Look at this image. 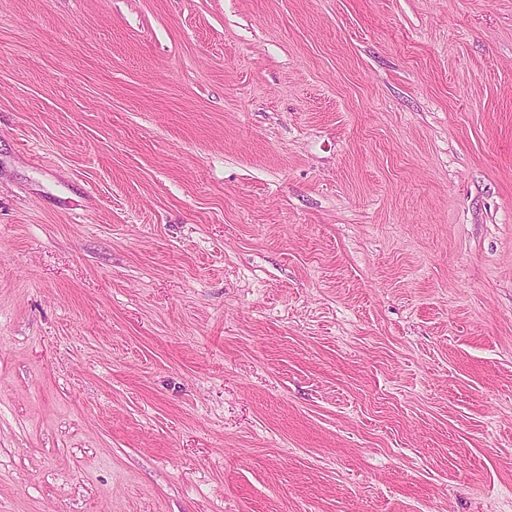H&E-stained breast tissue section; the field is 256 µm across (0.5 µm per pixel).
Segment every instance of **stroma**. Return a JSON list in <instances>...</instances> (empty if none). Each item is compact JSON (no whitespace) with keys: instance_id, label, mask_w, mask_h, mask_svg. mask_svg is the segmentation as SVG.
<instances>
[{"instance_id":"35a3bbf8","label":"stroma","mask_w":512,"mask_h":512,"mask_svg":"<svg viewBox=\"0 0 512 512\" xmlns=\"http://www.w3.org/2000/svg\"><path fill=\"white\" fill-rule=\"evenodd\" d=\"M0 512H512V0H0Z\"/></svg>"}]
</instances>
